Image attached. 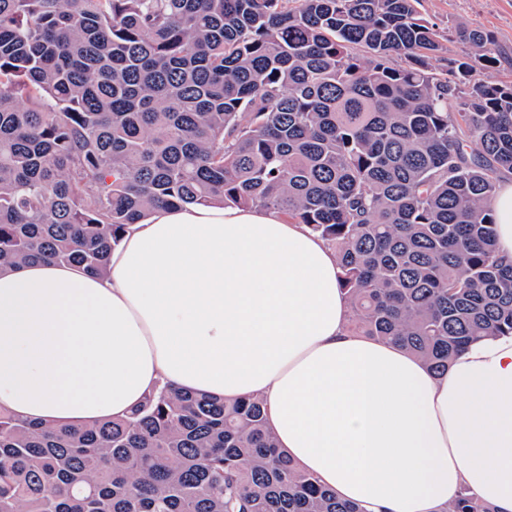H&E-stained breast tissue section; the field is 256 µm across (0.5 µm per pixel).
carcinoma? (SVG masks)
<instances>
[{"mask_svg": "<svg viewBox=\"0 0 512 512\" xmlns=\"http://www.w3.org/2000/svg\"><path fill=\"white\" fill-rule=\"evenodd\" d=\"M417 4L0 0V270L103 275L160 205L259 207L336 249L360 335L434 373L512 335L491 207L512 83L476 75L474 28L455 29L473 56L436 68ZM0 512L360 510L280 454L260 398L163 387L93 427L0 415Z\"/></svg>", "mask_w": 512, "mask_h": 512, "instance_id": "cac0c4a2", "label": "carcinoma"}]
</instances>
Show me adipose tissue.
I'll list each match as a JSON object with an SVG mask.
<instances>
[{"label": "adipose tissue", "instance_id": "adipose-tissue-1", "mask_svg": "<svg viewBox=\"0 0 512 512\" xmlns=\"http://www.w3.org/2000/svg\"><path fill=\"white\" fill-rule=\"evenodd\" d=\"M335 249L263 208L167 205L104 276L0 272V412L52 427L126 418L169 386L263 398L282 454L362 512H512V336L446 373L350 332Z\"/></svg>", "mask_w": 512, "mask_h": 512}]
</instances>
